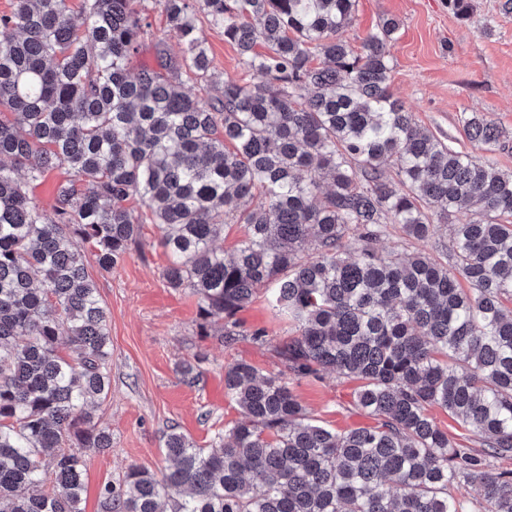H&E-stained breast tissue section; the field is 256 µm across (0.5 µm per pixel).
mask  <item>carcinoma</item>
<instances>
[{"label": "carcinoma", "mask_w": 512, "mask_h": 512, "mask_svg": "<svg viewBox=\"0 0 512 512\" xmlns=\"http://www.w3.org/2000/svg\"><path fill=\"white\" fill-rule=\"evenodd\" d=\"M178 41L145 43L137 0H14L0 15V512H85L84 453L112 449L90 404L111 386L106 309L82 244L112 269L143 224L162 275L224 343L259 292L294 323L290 379L334 371L373 423L336 430L290 383L224 369L242 419L202 448L171 430L160 475L131 465L101 487L106 512H512V172L457 152L390 90L385 18L358 46L356 0H200L257 84H212L190 0H156ZM151 50L154 63L131 72ZM192 82L202 96L184 90ZM467 137L492 147L483 115ZM70 179L48 210L28 187ZM467 213L471 218L456 222ZM228 224L245 239L214 246ZM392 224L447 264L376 242ZM66 342L62 356L57 345ZM439 407L481 440L453 445ZM448 229L441 226L437 229L435 235L425 241L410 240L407 241V250L414 253H422L439 263L447 262L444 244H448Z\"/></svg>", "instance_id": "carcinoma-1"}]
</instances>
